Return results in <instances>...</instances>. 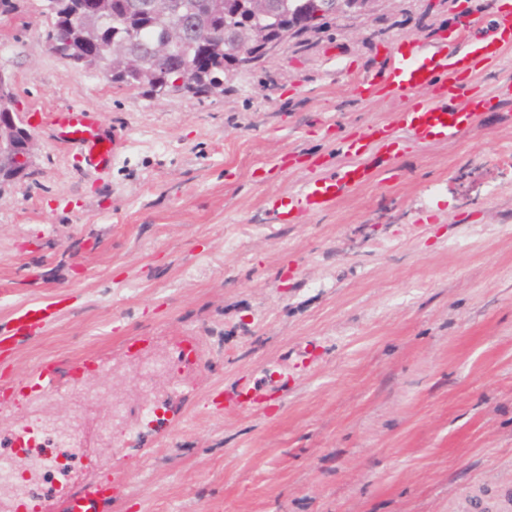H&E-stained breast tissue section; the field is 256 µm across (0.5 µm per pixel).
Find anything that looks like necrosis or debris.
<instances>
[{"instance_id":"1","label":"necrosis or debris","mask_w":512,"mask_h":512,"mask_svg":"<svg viewBox=\"0 0 512 512\" xmlns=\"http://www.w3.org/2000/svg\"><path fill=\"white\" fill-rule=\"evenodd\" d=\"M93 399L73 395L69 419H27L21 432L0 433V493L38 505L56 485L75 480L85 466L82 421Z\"/></svg>"}]
</instances>
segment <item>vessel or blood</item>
Masks as SVG:
<instances>
[{
	"instance_id": "obj_1",
	"label": "vessel or blood",
	"mask_w": 512,
	"mask_h": 512,
	"mask_svg": "<svg viewBox=\"0 0 512 512\" xmlns=\"http://www.w3.org/2000/svg\"><path fill=\"white\" fill-rule=\"evenodd\" d=\"M459 26L468 32L462 40L452 43L440 33L425 46L414 39L401 38L393 42L385 64L357 73L358 92L369 98L399 101L393 120L369 125L361 134L345 140L342 150L350 161L329 172L324 171L318 159L302 158L293 150L284 154L279 168L289 170L302 164L313 175L299 191L266 197L264 209L274 223L295 224L303 216L330 209L339 199L369 182L380 166L396 160L402 149L454 140L473 125L480 113L512 102L511 78L504 79L492 94L462 99L456 93L463 79L478 78L483 70L512 51V7H503L499 0H494L489 20L468 14L460 18ZM427 90L434 92V99L419 101V94ZM50 140L76 148L86 166L103 173L111 168L120 144L101 120L77 108L55 114ZM58 312L54 302L14 310L0 324V357H7L41 336ZM298 379V372H282L268 389L245 379L224 391L222 399L212 400L211 406L216 412L228 407L243 412L264 409L274 397L291 392ZM56 387L54 364L43 363L26 377L0 379V407L15 405L21 395H48ZM118 492L116 482L96 478L71 486L66 490L69 512H104Z\"/></svg>"
}]
</instances>
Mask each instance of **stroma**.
Masks as SVG:
<instances>
[{
	"instance_id": "35a3bbf8",
	"label": "stroma",
	"mask_w": 512,
	"mask_h": 512,
	"mask_svg": "<svg viewBox=\"0 0 512 512\" xmlns=\"http://www.w3.org/2000/svg\"><path fill=\"white\" fill-rule=\"evenodd\" d=\"M18 4L0 72L36 145L29 176L0 186V322L67 308L6 365L54 362L56 392L0 410V430L69 416L76 391L102 417L139 404L142 365L193 337L206 362L179 377L180 424L144 453L124 447L123 415L85 461V480L136 476L108 512H512V103L301 223L264 212L311 175L275 173L287 151L332 169L340 136L392 119L396 102L358 98L349 73L448 30L464 0H380L202 101L69 64L37 0ZM67 107L120 137L110 171L51 143ZM306 348L319 360L274 407L210 414L212 390L265 383Z\"/></svg>"
}]
</instances>
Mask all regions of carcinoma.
<instances>
[{"label":"carcinoma","mask_w":512,"mask_h":512,"mask_svg":"<svg viewBox=\"0 0 512 512\" xmlns=\"http://www.w3.org/2000/svg\"><path fill=\"white\" fill-rule=\"evenodd\" d=\"M136 0H39L46 17L48 43H61L62 55L73 61L85 60L88 68L129 89L154 88L172 82L181 69L191 76L192 95L203 100L213 89L224 91L239 70L224 51V26L238 25L239 6L235 0H179L177 13L160 19L135 7ZM332 18L308 25L302 13L282 21L283 39L297 38L321 29ZM179 27L183 35L174 60L151 55L152 42Z\"/></svg>","instance_id":"obj_1"}]
</instances>
